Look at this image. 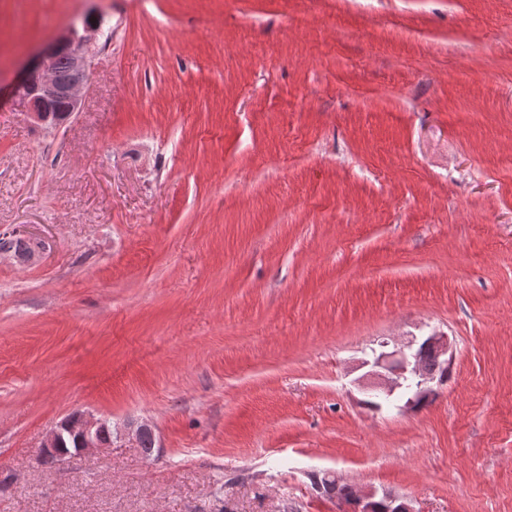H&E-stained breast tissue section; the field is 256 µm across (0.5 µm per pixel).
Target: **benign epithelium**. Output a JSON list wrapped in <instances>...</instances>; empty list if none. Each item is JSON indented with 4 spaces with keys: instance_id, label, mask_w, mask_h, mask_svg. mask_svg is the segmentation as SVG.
Wrapping results in <instances>:
<instances>
[{
    "instance_id": "obj_1",
    "label": "benign epithelium",
    "mask_w": 512,
    "mask_h": 512,
    "mask_svg": "<svg viewBox=\"0 0 512 512\" xmlns=\"http://www.w3.org/2000/svg\"><path fill=\"white\" fill-rule=\"evenodd\" d=\"M102 21L84 19L82 26L71 25L63 34L49 40L38 52L34 61L13 84L11 92L19 105L26 108V118L48 132L58 129L79 111L82 91L92 81V66L95 55V33L101 30ZM67 55L71 77L60 78L58 62ZM421 346L430 348L437 360L448 364L451 349L448 337L432 332ZM436 376L424 371L419 349L409 342L392 351L380 352L374 359L373 369L358 378V383L370 391L373 397H391L398 390L406 391L409 400L406 406L413 407L416 401L433 392L431 383ZM107 420L90 412H82L63 419L47 434L42 448L48 455L56 453L65 438L72 439L77 448L74 457L83 460L105 451L101 443ZM153 433L146 422L129 421L118 431L142 445L145 435ZM352 512H414L411 504L398 496L374 490H358L351 503Z\"/></svg>"
}]
</instances>
